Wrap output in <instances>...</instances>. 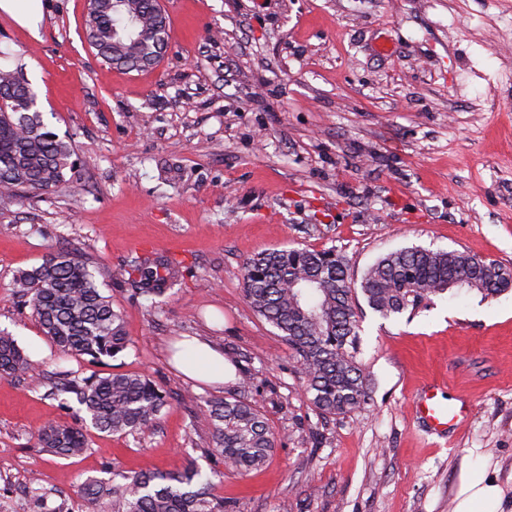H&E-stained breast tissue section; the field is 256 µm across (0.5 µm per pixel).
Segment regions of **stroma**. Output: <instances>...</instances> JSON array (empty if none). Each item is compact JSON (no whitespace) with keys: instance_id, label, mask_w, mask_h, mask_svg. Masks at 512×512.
<instances>
[{"instance_id":"35a3bbf8","label":"stroma","mask_w":512,"mask_h":512,"mask_svg":"<svg viewBox=\"0 0 512 512\" xmlns=\"http://www.w3.org/2000/svg\"><path fill=\"white\" fill-rule=\"evenodd\" d=\"M40 4L36 39L0 12V55L72 141L81 192L0 210V330L44 370L0 378V505L36 489L46 512H79L75 487L111 466L223 472L205 402L236 385L176 368V343L197 337L238 353L276 437L266 466L216 482L228 512H455L477 468L512 512V291L386 319L363 307L370 402L325 416L242 288L245 261L283 248L335 250L356 280L412 246L512 267V0H162L169 46L145 71L99 62L86 0ZM60 248L97 269L125 355L60 359L14 297V276ZM148 249L182 264L156 306L115 276ZM63 371L143 373L167 405L133 437L89 429L87 453L61 459L29 437L74 423L78 403L50 393ZM432 386L467 411L441 433L415 412Z\"/></svg>"}]
</instances>
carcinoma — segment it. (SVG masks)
<instances>
[{
  "label": "carcinoma",
  "instance_id": "obj_1",
  "mask_svg": "<svg viewBox=\"0 0 512 512\" xmlns=\"http://www.w3.org/2000/svg\"><path fill=\"white\" fill-rule=\"evenodd\" d=\"M169 28L161 0H95L84 29L100 62L128 70L157 65L167 47L155 27ZM72 143L46 129L37 95L23 69L0 66V204L14 191L46 192L73 183ZM182 276L180 262L153 251L132 254L121 277L133 295L155 305L168 298ZM43 334L63 357L100 362L129 348L120 312L99 288L95 269L63 249L49 253L14 280ZM512 288V268L458 250L400 249L380 258L354 286L344 259L332 250L275 249L249 259L243 291L252 310L276 328L305 377L304 394L322 415H346L369 404V379L358 360L357 294L382 317L416 310L452 290L493 298ZM42 370L0 332V377L41 376ZM251 371H239L237 392L206 401L215 427L213 454L227 474L262 467L275 440L261 407L245 396ZM58 392L70 395L93 428L133 435L152 425L166 391L138 373L65 377ZM30 442L54 456L71 458L88 447L86 434L70 424L50 425ZM211 474L193 464L177 471H116L88 479L79 495L88 512H224Z\"/></svg>",
  "mask_w": 512,
  "mask_h": 512
}]
</instances>
